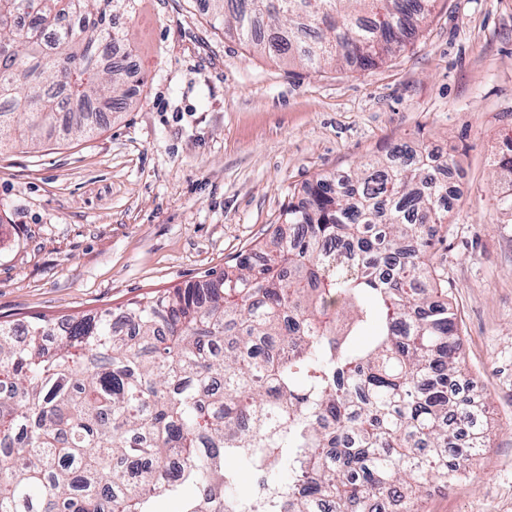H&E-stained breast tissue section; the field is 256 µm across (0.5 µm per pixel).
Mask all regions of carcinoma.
<instances>
[{
    "label": "carcinoma",
    "mask_w": 512,
    "mask_h": 512,
    "mask_svg": "<svg viewBox=\"0 0 512 512\" xmlns=\"http://www.w3.org/2000/svg\"><path fill=\"white\" fill-rule=\"evenodd\" d=\"M136 0H0V148L119 112ZM435 0H210L224 32L315 72L401 50ZM508 190L512 157L497 164ZM449 165L408 144L320 176L214 281L0 323V512H404L489 445L431 255Z\"/></svg>",
    "instance_id": "carcinoma-1"
}]
</instances>
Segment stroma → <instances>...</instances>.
I'll list each match as a JSON object with an SVG mask.
<instances>
[{"mask_svg":"<svg viewBox=\"0 0 512 512\" xmlns=\"http://www.w3.org/2000/svg\"><path fill=\"white\" fill-rule=\"evenodd\" d=\"M130 108L93 136L0 151V321L116 310L219 275L268 241L289 200L399 143L448 161L433 257L491 446L421 512H512V224L494 174L512 140V0H436L403 52L309 68L225 35L206 0H137Z\"/></svg>","mask_w":512,"mask_h":512,"instance_id":"1","label":"stroma"}]
</instances>
